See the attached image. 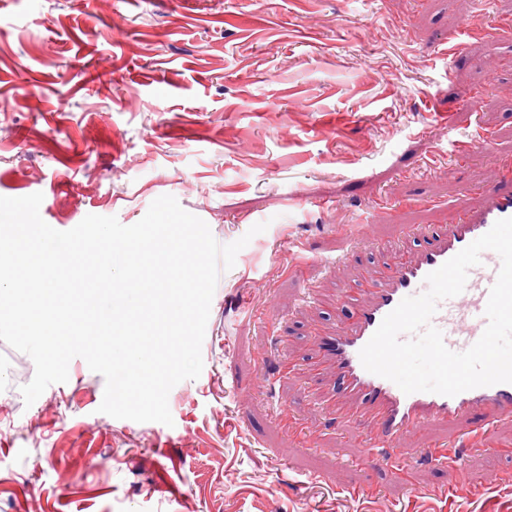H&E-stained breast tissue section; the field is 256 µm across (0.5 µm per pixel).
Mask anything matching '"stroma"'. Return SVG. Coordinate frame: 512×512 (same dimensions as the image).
Masks as SVG:
<instances>
[{
    "label": "stroma",
    "mask_w": 512,
    "mask_h": 512,
    "mask_svg": "<svg viewBox=\"0 0 512 512\" xmlns=\"http://www.w3.org/2000/svg\"><path fill=\"white\" fill-rule=\"evenodd\" d=\"M477 14L512 0H0V196L42 193L59 231L162 195L222 244L268 225L220 274L173 426L99 413L79 357L25 406L34 363L0 341V512H512V483L429 495L456 481L444 462L378 479L308 371L312 330L347 319L338 290L512 167V36L437 52ZM472 90L476 111L432 114ZM474 126L492 149L453 153ZM371 205L396 216L353 223ZM465 465L512 469V417Z\"/></svg>",
    "instance_id": "stroma-1"
}]
</instances>
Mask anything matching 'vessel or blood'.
Returning <instances> with one entry per match:
<instances>
[{
    "mask_svg": "<svg viewBox=\"0 0 512 512\" xmlns=\"http://www.w3.org/2000/svg\"><path fill=\"white\" fill-rule=\"evenodd\" d=\"M483 34L482 26L475 24L449 32L441 41V52L455 56L462 36ZM457 209L458 223L434 224L414 234L413 255L389 265L384 282L372 286L367 301L354 303L352 290H340L339 302L354 306L351 317L334 331L314 333L309 370L317 378L332 373L329 407L360 436L368 466L390 473L403 462L444 457L463 483L471 486L475 480L456 449L433 444L403 448L399 441L403 433L419 431L431 423L452 428L465 423L470 437L485 436L496 420L512 416V383L478 387L453 397L430 392L407 394L393 382L366 371L359 358L385 316L404 298L427 290L429 273L487 233L496 221L512 217V171L488 186L483 203L473 205L465 194L459 197ZM500 266L495 252H482L480 264L468 273L464 291L440 302L431 323L441 331L450 350L465 351L481 337L487 325L489 292Z\"/></svg>",
    "mask_w": 512,
    "mask_h": 512,
    "instance_id": "1",
    "label": "vessel or blood"
}]
</instances>
